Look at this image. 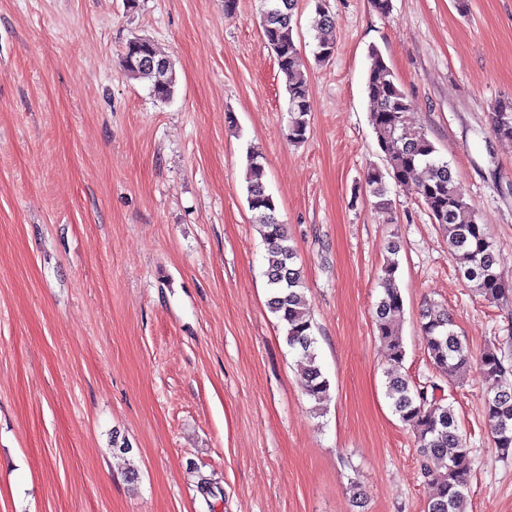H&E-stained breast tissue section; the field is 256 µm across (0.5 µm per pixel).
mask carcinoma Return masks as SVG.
Wrapping results in <instances>:
<instances>
[{"label":"carcinoma","instance_id":"1","mask_svg":"<svg viewBox=\"0 0 512 512\" xmlns=\"http://www.w3.org/2000/svg\"><path fill=\"white\" fill-rule=\"evenodd\" d=\"M263 34L274 51L285 90L290 114L288 137L295 143L306 139L310 112L309 83L301 54L293 37L292 16L295 0H265ZM321 24L315 35V58L324 62L336 48L335 21L325 11L324 0H317ZM153 45L144 38L133 37L125 45L123 67L133 79L148 82L150 94L161 102L175 94L176 73L166 58L156 62ZM370 67L366 91L371 103L369 121L380 148L386 151L387 173L393 181L415 193L426 206L433 223L448 237V249L461 274L471 288L489 303L512 297V282L497 271L494 243L485 225L466 200L464 190L445 158L421 127L407 124L405 114L412 103L398 84L393 71L376 48L369 50ZM491 126L500 137L512 138V101L496 102ZM247 201L259 215L262 238L268 258L264 272L270 290L268 306L286 332L289 347L300 352L306 363L303 376L305 394L316 403L327 396L329 382L323 376L315 352L312 318L305 294L302 269L297 266L296 251L288 244V233L275 215L276 205L263 182V154L247 148ZM375 205L387 210L384 176L375 171L368 178ZM391 247V257L382 268L383 293L376 304L375 323L378 336L388 350L394 369L387 372L386 395L399 420L414 434L422 459V474L434 489L427 512H468V478L472 470L471 449L460 433L453 406L405 378L396 367L405 357L403 338L396 319L403 300L396 285L399 263ZM421 329L426 336L429 358L439 374L464 377L476 372L494 389L484 399L486 422L501 457H512V380L504 364L500 347L487 343L473 355L467 343L453 329L448 312L430 303L422 314Z\"/></svg>","mask_w":512,"mask_h":512}]
</instances>
